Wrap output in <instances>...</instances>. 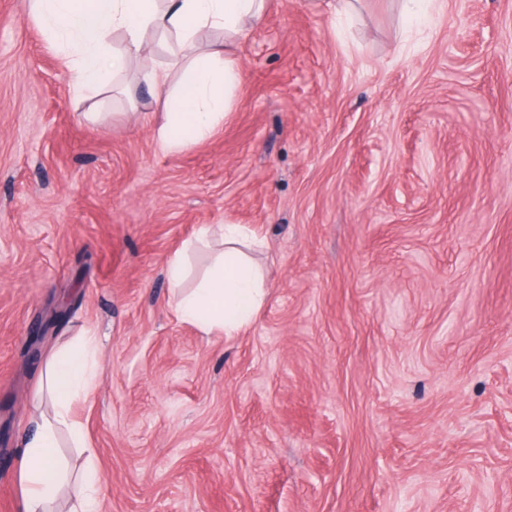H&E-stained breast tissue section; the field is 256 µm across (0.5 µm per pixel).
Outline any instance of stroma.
<instances>
[{
  "instance_id": "stroma-1",
  "label": "stroma",
  "mask_w": 512,
  "mask_h": 512,
  "mask_svg": "<svg viewBox=\"0 0 512 512\" xmlns=\"http://www.w3.org/2000/svg\"><path fill=\"white\" fill-rule=\"evenodd\" d=\"M231 55L230 116L166 153L146 84L75 95L0 0V512L83 336L58 512L89 463L101 512H512V0H270ZM227 223L266 240L269 291L231 337L166 279L183 250L193 287Z\"/></svg>"
}]
</instances>
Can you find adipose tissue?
Masks as SVG:
<instances>
[{
  "label": "adipose tissue",
  "mask_w": 512,
  "mask_h": 512,
  "mask_svg": "<svg viewBox=\"0 0 512 512\" xmlns=\"http://www.w3.org/2000/svg\"><path fill=\"white\" fill-rule=\"evenodd\" d=\"M26 8L62 52L73 73L75 91L94 95L109 76L127 72L141 62L148 34L169 39L168 50L180 63L177 82L143 65L141 78L161 115L156 137L162 151L173 153L209 138L232 111L243 72L228 46L246 27L262 24L268 0H28ZM218 33L219 41L199 53L201 31ZM118 32L123 47L106 45L108 32ZM224 252L191 291H184L185 254L168 261L166 277L171 305L184 321L205 333L233 336L250 326L268 290L262 269L248 253L262 243L250 228H221ZM93 338L53 354L43 372L53 415L45 419L21 453L19 473L22 512H50L67 480L57 453V432L65 428L76 441L84 430L72 416L74 403L95 389Z\"/></svg>",
  "instance_id": "ef3b65f1"
}]
</instances>
